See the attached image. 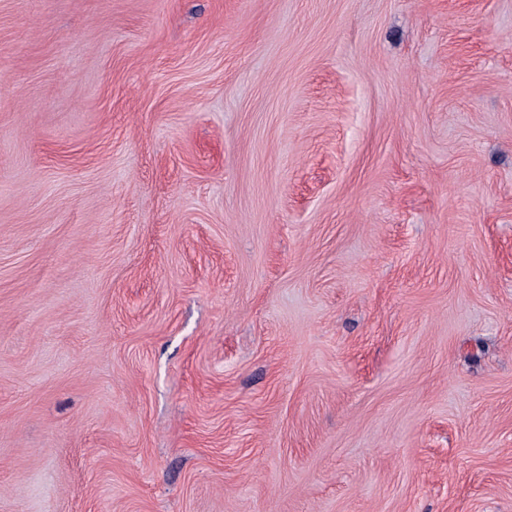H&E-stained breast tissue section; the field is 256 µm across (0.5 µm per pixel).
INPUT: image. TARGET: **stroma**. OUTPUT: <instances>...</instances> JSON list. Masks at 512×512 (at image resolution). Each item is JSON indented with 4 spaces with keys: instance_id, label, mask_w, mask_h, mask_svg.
<instances>
[{
    "instance_id": "obj_1",
    "label": "stroma",
    "mask_w": 512,
    "mask_h": 512,
    "mask_svg": "<svg viewBox=\"0 0 512 512\" xmlns=\"http://www.w3.org/2000/svg\"><path fill=\"white\" fill-rule=\"evenodd\" d=\"M0 512H512V0H0Z\"/></svg>"
}]
</instances>
